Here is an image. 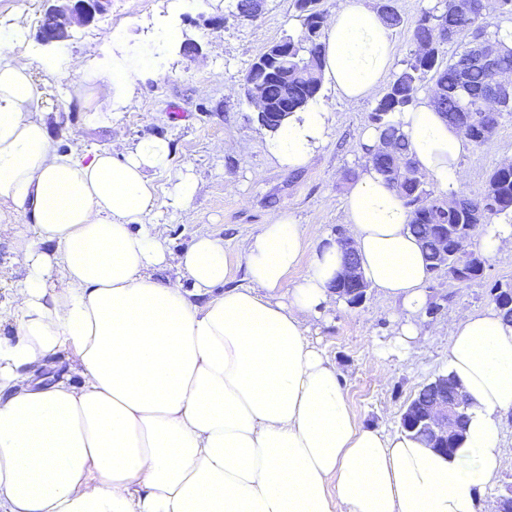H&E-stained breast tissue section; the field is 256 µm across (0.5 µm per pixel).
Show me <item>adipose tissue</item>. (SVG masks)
I'll return each instance as SVG.
<instances>
[{"label": "adipose tissue", "instance_id": "obj_1", "mask_svg": "<svg viewBox=\"0 0 512 512\" xmlns=\"http://www.w3.org/2000/svg\"><path fill=\"white\" fill-rule=\"evenodd\" d=\"M0 28V204L24 217L21 274L0 323V512H478L512 414V321L458 311L448 369L468 401L458 447L443 454L403 430L360 425L311 326L336 307L337 245L310 248L289 214L252 236L247 284L227 287L223 238L172 251L145 219L171 146L146 138L123 159L53 147L52 92ZM323 79L350 103L392 64L390 31L362 0H336ZM393 120L426 180L456 194L471 143L420 100ZM331 115L318 101L266 140L306 166ZM409 209L373 168L351 185L344 221L366 282L399 304L395 346L416 351L430 268ZM308 270L294 284L289 273ZM173 275L161 280L157 271ZM69 352L66 376L40 378Z\"/></svg>", "mask_w": 512, "mask_h": 512}]
</instances>
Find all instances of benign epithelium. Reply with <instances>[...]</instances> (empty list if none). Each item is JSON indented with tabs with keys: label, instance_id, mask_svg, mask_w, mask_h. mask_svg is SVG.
Segmentation results:
<instances>
[{
	"label": "benign epithelium",
	"instance_id": "obj_1",
	"mask_svg": "<svg viewBox=\"0 0 512 512\" xmlns=\"http://www.w3.org/2000/svg\"><path fill=\"white\" fill-rule=\"evenodd\" d=\"M109 0H54L45 12V23L41 27L39 37L46 44L62 43L70 37V30L74 24L87 25L102 13ZM490 97L494 99L512 98V83L503 82L494 78L489 83ZM249 99L260 107L259 119L265 123L277 122L287 116L285 112L265 111V101L259 89H250ZM473 225L457 236L453 242H448L437 228L432 227L425 235L426 247L431 255L434 268H444L448 279L462 281L468 274V264L471 261L480 262V255L467 251L471 239ZM460 258V262L448 264V252ZM340 279L350 287L347 297L359 301L363 298L366 283L359 268V262L354 252H349V259L345 263L344 273ZM435 394L422 408L415 412L409 405L401 416V425L406 427L415 422L427 429L433 447L446 451L448 442L452 440L461 429L464 419V406L458 389L448 382V376L441 375L433 381Z\"/></svg>",
	"mask_w": 512,
	"mask_h": 512
}]
</instances>
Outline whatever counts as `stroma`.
I'll return each mask as SVG.
<instances>
[{
    "label": "stroma",
    "instance_id": "1",
    "mask_svg": "<svg viewBox=\"0 0 512 512\" xmlns=\"http://www.w3.org/2000/svg\"><path fill=\"white\" fill-rule=\"evenodd\" d=\"M175 0H112L105 12L87 26H76L65 47L82 53L88 43H98L103 60L112 56L140 64L158 55L157 64L141 66L130 102L113 100L95 78L49 73L36 69L39 84L53 90L64 143H76L88 152L110 151L122 159L142 139L169 141L172 163L155 174L156 207L149 221L172 250L186 248L194 234L213 231L224 239L231 261L228 287L246 283L242 259L248 237L271 223L279 213L302 224L311 247L335 241L350 233L344 222V200L367 162L358 133L370 126L375 97L351 104L330 86L318 98L331 113L333 123L324 142L304 168L280 166L269 154L263 128L247 102L241 84L253 63L273 43L301 30L297 0H262L258 16L238 17L237 0H207V8L174 11ZM437 0H392L401 24L391 29L393 64L401 66L414 48L411 31L423 10ZM45 0H0V20L26 28L23 53L40 61L53 46L38 36V21ZM119 24L117 34L107 21ZM512 155V114H503L491 147L476 146L460 165L464 178L460 192L476 198L483 194L488 174ZM191 176L199 192L182 208L169 202L179 177ZM20 217L0 205V302H6L20 278L10 262L11 243ZM512 288V250L487 257L481 277L449 280L445 270L432 271L425 288L430 311L418 320L422 338L411 358L379 357L376 346L395 335V305L375 288H367L357 305H343L330 320L312 326L338 378L348 403L360 423L392 431L417 390L445 373L452 316L460 310L483 311L492 307L490 292ZM512 484V415L506 419L500 464L491 481L479 492L480 512H495L500 489Z\"/></svg>",
    "mask_w": 512,
    "mask_h": 512
}]
</instances>
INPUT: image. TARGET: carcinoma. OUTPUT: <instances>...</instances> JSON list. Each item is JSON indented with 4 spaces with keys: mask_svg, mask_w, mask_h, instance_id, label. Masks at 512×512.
I'll return each mask as SVG.
<instances>
[{
    "mask_svg": "<svg viewBox=\"0 0 512 512\" xmlns=\"http://www.w3.org/2000/svg\"><path fill=\"white\" fill-rule=\"evenodd\" d=\"M304 12L300 33L279 41L281 50L274 58L261 65H250L244 84L261 88L269 104L268 111H281L283 99L304 107L316 98L322 86V31L318 19L322 11L313 10L317 0H298ZM468 11L460 10L455 0H440V6L424 11L412 29L411 40L416 50L394 74L384 95L376 102L371 121L381 129L391 146V153H366L367 163L383 174L398 190L406 203L413 206L410 228L420 237L430 224H490L493 218L512 212V164L501 165L488 176L487 199L473 200L455 195L449 201L438 198L426 189L427 182L418 171L397 170L393 161L410 162L409 146L392 121L396 112H403L416 102L425 81L434 82L433 104L452 125L471 127L469 140L477 146L490 143L493 130L505 112H512L511 101H488L487 87L493 74L475 63L468 48L479 40L495 48L500 71H512V47L488 33L486 0H471ZM452 35L458 50L453 59L442 61L443 31ZM286 69L293 73L294 82L283 89L273 70Z\"/></svg>",
    "mask_w": 512,
    "mask_h": 512,
    "instance_id": "cac0c4a2",
    "label": "carcinoma"
}]
</instances>
